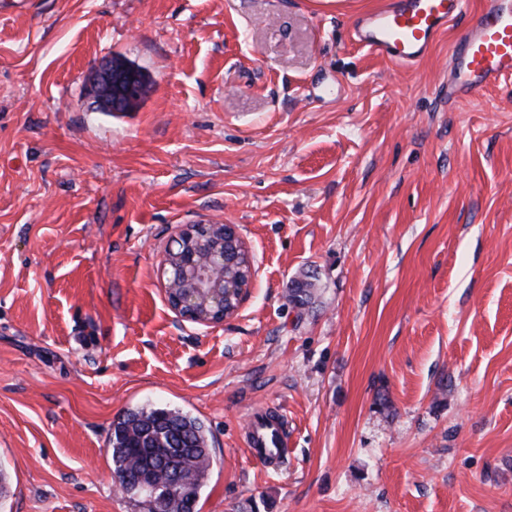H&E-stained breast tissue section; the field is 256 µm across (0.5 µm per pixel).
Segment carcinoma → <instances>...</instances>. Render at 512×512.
Wrapping results in <instances>:
<instances>
[{"instance_id":"carcinoma-1","label":"carcinoma","mask_w":512,"mask_h":512,"mask_svg":"<svg viewBox=\"0 0 512 512\" xmlns=\"http://www.w3.org/2000/svg\"><path fill=\"white\" fill-rule=\"evenodd\" d=\"M315 284L297 280L288 298L299 310L312 300ZM112 475L123 491L152 501L162 486L169 512H195L211 465L208 436L196 418L165 408L128 410L112 424Z\"/></svg>"}]
</instances>
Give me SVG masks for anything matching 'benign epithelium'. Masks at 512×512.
<instances>
[{
	"label": "benign epithelium",
	"mask_w": 512,
	"mask_h": 512,
	"mask_svg": "<svg viewBox=\"0 0 512 512\" xmlns=\"http://www.w3.org/2000/svg\"><path fill=\"white\" fill-rule=\"evenodd\" d=\"M136 94L129 83L120 87L111 99L110 108L118 112L126 100ZM238 237L233 224H194L174 239L162 261L167 275L165 292L171 308L182 318L201 324L224 322V298L238 294L245 300L251 285H243L234 275L233 262L225 247V233Z\"/></svg>",
	"instance_id": "7a95c632"
}]
</instances>
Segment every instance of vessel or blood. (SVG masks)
<instances>
[{
  "mask_svg": "<svg viewBox=\"0 0 512 512\" xmlns=\"http://www.w3.org/2000/svg\"><path fill=\"white\" fill-rule=\"evenodd\" d=\"M465 0H389L361 16L353 27L363 47L401 65H411L463 12ZM512 78V0H491L456 41L448 62V95L468 96ZM282 427L256 412L248 444L255 460L270 468L283 463Z\"/></svg>",
  "mask_w": 512,
  "mask_h": 512,
  "instance_id": "obj_1",
  "label": "vessel or blood"
}]
</instances>
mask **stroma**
<instances>
[{"instance_id":"1","label":"stroma","mask_w":512,"mask_h":512,"mask_svg":"<svg viewBox=\"0 0 512 512\" xmlns=\"http://www.w3.org/2000/svg\"><path fill=\"white\" fill-rule=\"evenodd\" d=\"M381 2L0 9V512H149L109 439L152 406L207 430L198 512H512V81L448 96L489 0L410 67L353 39ZM115 56L153 86L111 114ZM225 222L253 285L200 325L161 262ZM257 409L286 423L275 472ZM313 288L315 284L308 279L293 281L289 287L288 298L301 313L311 303ZM267 418L260 412L252 414L248 444L254 459L268 469L284 462L286 448L283 447L281 424L276 420L266 423Z\"/></svg>"}]
</instances>
